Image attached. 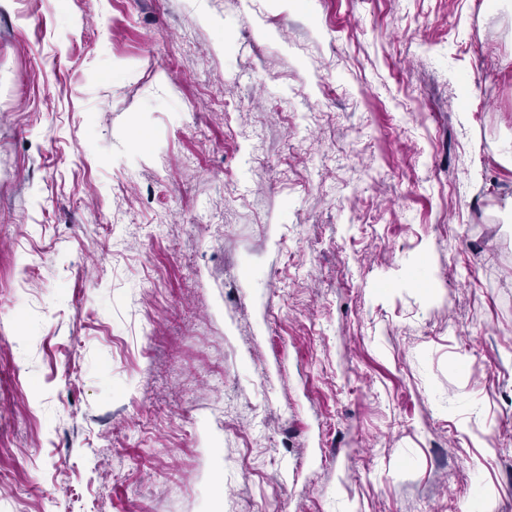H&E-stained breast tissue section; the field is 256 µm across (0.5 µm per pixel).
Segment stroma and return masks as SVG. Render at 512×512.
I'll return each instance as SVG.
<instances>
[{
  "label": "stroma",
  "instance_id": "obj_1",
  "mask_svg": "<svg viewBox=\"0 0 512 512\" xmlns=\"http://www.w3.org/2000/svg\"><path fill=\"white\" fill-rule=\"evenodd\" d=\"M506 9L0 6V512H512Z\"/></svg>",
  "mask_w": 512,
  "mask_h": 512
}]
</instances>
